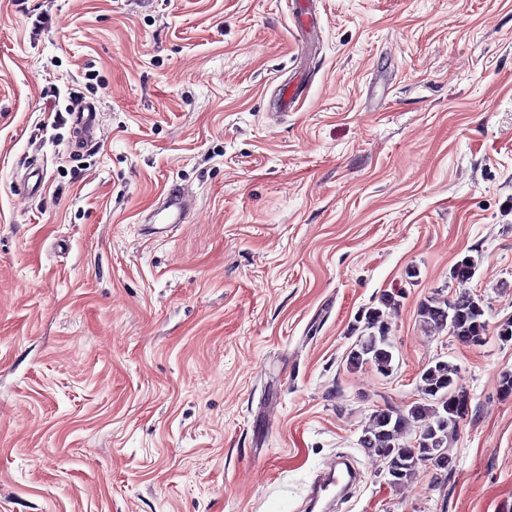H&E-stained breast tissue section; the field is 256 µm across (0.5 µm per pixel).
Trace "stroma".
I'll use <instances>...</instances> for the list:
<instances>
[{"label":"stroma","instance_id":"1","mask_svg":"<svg viewBox=\"0 0 512 512\" xmlns=\"http://www.w3.org/2000/svg\"><path fill=\"white\" fill-rule=\"evenodd\" d=\"M317 14L307 58L285 0H0V512H298L340 452L334 512H512V0ZM467 255L481 346L418 316ZM389 296L392 372L349 367ZM439 360L453 468L393 487L362 428ZM79 98L71 97L69 105L66 106L67 112H73L74 106L79 101ZM74 112H83V118L79 122L86 132L87 141L92 142L95 140V132H96V108L95 105L91 102H86L84 100L79 101ZM162 200V206L157 213H163L160 224H183L192 206V200L186 190L180 186H172L162 195ZM360 475L347 459L338 456L336 459V470L330 472L325 481L312 490L315 494V503L325 495L332 494L333 497H340L348 488L358 482Z\"/></svg>","mask_w":512,"mask_h":512}]
</instances>
